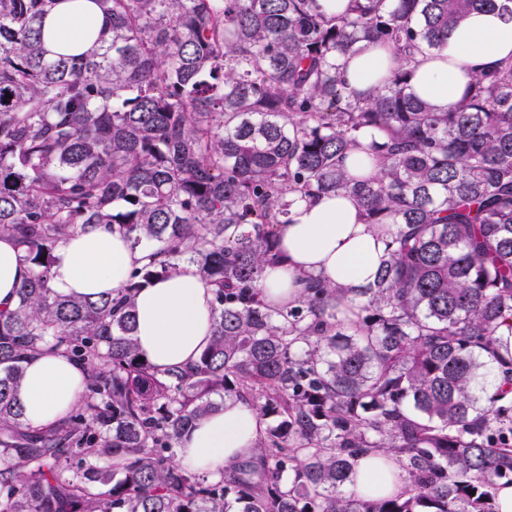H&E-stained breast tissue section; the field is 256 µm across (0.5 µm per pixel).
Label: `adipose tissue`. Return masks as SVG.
<instances>
[{
	"instance_id": "adipose-tissue-1",
	"label": "adipose tissue",
	"mask_w": 512,
	"mask_h": 512,
	"mask_svg": "<svg viewBox=\"0 0 512 512\" xmlns=\"http://www.w3.org/2000/svg\"><path fill=\"white\" fill-rule=\"evenodd\" d=\"M103 24L94 0H58L43 23L48 50L78 55ZM512 61V17L499 11L468 16L448 35L441 51H422L411 63L413 89L435 110L463 95L472 75ZM349 86L367 94L383 86L396 62L386 46L338 59ZM292 222L280 233L282 261L266 267L264 300L271 307L294 304L310 275L345 288L360 289L374 280L384 246L372 225L364 223L350 197L296 200ZM144 253L132 249L119 229L93 227L64 242L57 251L52 286L74 297L99 298L120 288ZM30 275V264L16 242L0 237V309L14 307L17 291ZM212 287L195 266L182 265L168 278L146 285L136 296L134 336L142 360L161 372L191 368L212 339ZM83 369L57 350L43 348L24 363L19 400L27 423L36 429L62 424L84 390ZM265 421L245 399L199 419L180 443V467L220 478L227 464L254 457L265 434ZM354 492L362 498L403 492L397 459L376 453L356 465Z\"/></svg>"
}]
</instances>
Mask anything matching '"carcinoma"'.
Segmentation results:
<instances>
[{
    "instance_id": "obj_1",
    "label": "carcinoma",
    "mask_w": 512,
    "mask_h": 512,
    "mask_svg": "<svg viewBox=\"0 0 512 512\" xmlns=\"http://www.w3.org/2000/svg\"><path fill=\"white\" fill-rule=\"evenodd\" d=\"M58 0H0V236L31 265L0 311V512H495L512 482V63L435 111L410 86L475 11L512 0H93L98 38L52 54ZM398 65L365 97L336 59ZM11 98H6V95ZM378 169L350 173L362 147ZM348 196L384 255L353 292L312 276L269 308L297 198ZM118 226L148 263L98 299L54 292L56 251ZM184 263L214 288L212 341L183 373L140 360L134 296ZM47 344L86 371L58 427L25 423L23 363ZM226 398L273 419L254 460L211 479L176 463ZM405 489L364 499L358 458Z\"/></svg>"
}]
</instances>
